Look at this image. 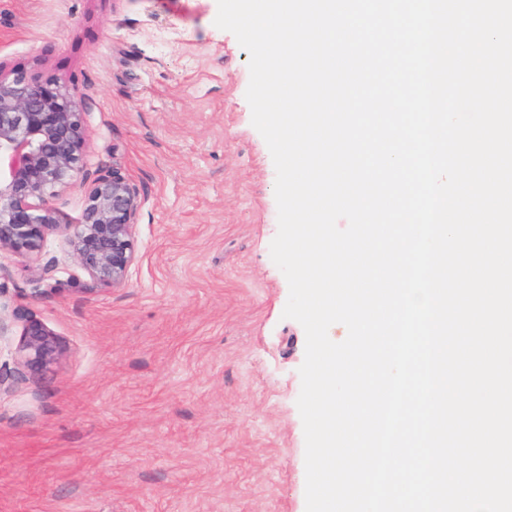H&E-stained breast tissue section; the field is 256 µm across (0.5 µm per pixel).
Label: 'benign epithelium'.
Wrapping results in <instances>:
<instances>
[{
    "label": "benign epithelium",
    "mask_w": 512,
    "mask_h": 512,
    "mask_svg": "<svg viewBox=\"0 0 512 512\" xmlns=\"http://www.w3.org/2000/svg\"><path fill=\"white\" fill-rule=\"evenodd\" d=\"M86 143L83 96L54 80L37 82L0 68V250L33 254L51 233L67 236L73 255L90 281L117 287L135 262L138 190L122 171L90 178L82 165ZM84 189L79 221L63 222L52 201ZM16 347L21 369L36 373L64 355L58 337L25 311Z\"/></svg>",
    "instance_id": "1"
}]
</instances>
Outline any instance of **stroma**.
Returning a JSON list of instances; mask_svg holds the SVG:
<instances>
[{"mask_svg": "<svg viewBox=\"0 0 512 512\" xmlns=\"http://www.w3.org/2000/svg\"><path fill=\"white\" fill-rule=\"evenodd\" d=\"M217 0H0V64L84 96L83 164L137 186L136 261L90 291L65 236L0 251V512H306L305 332L271 258L276 170ZM13 319L23 323L16 347L17 361L22 370L31 373L44 371L62 358L64 347L44 324L21 309L13 311Z\"/></svg>", "mask_w": 512, "mask_h": 512, "instance_id": "35a3bbf8", "label": "stroma"}]
</instances>
